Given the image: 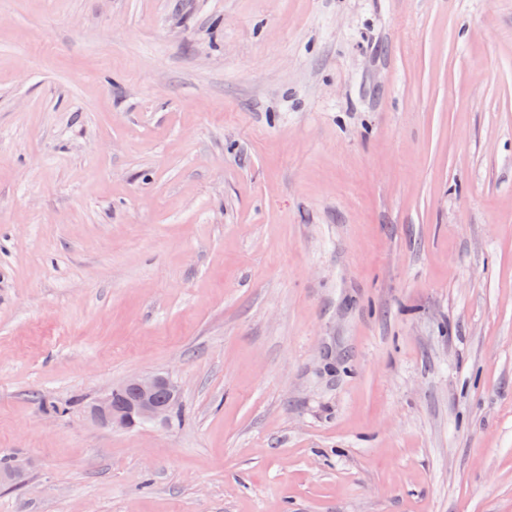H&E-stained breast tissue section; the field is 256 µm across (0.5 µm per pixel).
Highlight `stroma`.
I'll list each match as a JSON object with an SVG mask.
<instances>
[{"instance_id": "35a3bbf8", "label": "stroma", "mask_w": 512, "mask_h": 512, "mask_svg": "<svg viewBox=\"0 0 512 512\" xmlns=\"http://www.w3.org/2000/svg\"><path fill=\"white\" fill-rule=\"evenodd\" d=\"M1 452L0 512H512V0H0ZM131 393L134 397L127 406L116 402V389ZM162 387L170 389V398L158 397ZM181 386L169 374L160 372L136 373L127 377L119 386L97 398L90 407V417L97 423L109 427L132 428L137 422L169 424L180 421L182 405L180 398L171 402L174 395L180 396ZM173 406V410H172ZM0 471L1 485H22L27 482L28 463L20 456L9 457V454L0 455Z\"/></svg>"}]
</instances>
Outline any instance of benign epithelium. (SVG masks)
Returning a JSON list of instances; mask_svg holds the SVG:
<instances>
[{
  "label": "benign epithelium",
  "mask_w": 512,
  "mask_h": 512,
  "mask_svg": "<svg viewBox=\"0 0 512 512\" xmlns=\"http://www.w3.org/2000/svg\"><path fill=\"white\" fill-rule=\"evenodd\" d=\"M170 395H180L181 386L170 375L160 372L136 373L119 385L133 395V401L122 406L116 402V389L97 398L90 407V417L109 427L132 428L139 422L166 425L171 421L172 402L158 397L161 388ZM28 463L20 456L12 457L9 469L0 473V484L22 485L27 482Z\"/></svg>",
  "instance_id": "obj_1"
}]
</instances>
